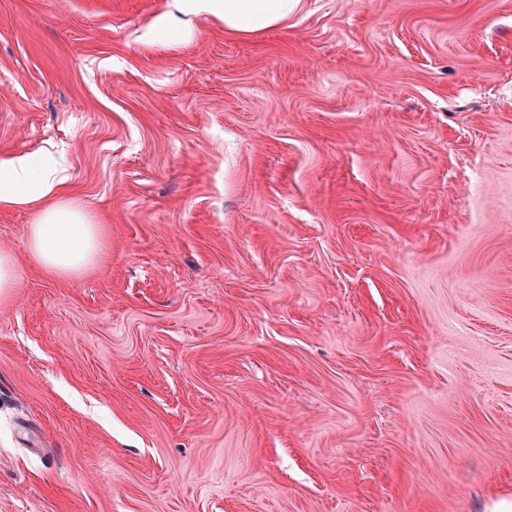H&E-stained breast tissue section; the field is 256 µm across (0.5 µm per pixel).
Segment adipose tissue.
<instances>
[{
    "label": "adipose tissue",
    "instance_id": "adipose-tissue-1",
    "mask_svg": "<svg viewBox=\"0 0 512 512\" xmlns=\"http://www.w3.org/2000/svg\"><path fill=\"white\" fill-rule=\"evenodd\" d=\"M179 12L205 14L225 29L253 34L288 18L300 0H175ZM62 181L53 170L27 157L0 160V203L26 205L50 199L29 228V252L41 269L60 277L93 266L100 253V228L82 212L61 201Z\"/></svg>",
    "mask_w": 512,
    "mask_h": 512
}]
</instances>
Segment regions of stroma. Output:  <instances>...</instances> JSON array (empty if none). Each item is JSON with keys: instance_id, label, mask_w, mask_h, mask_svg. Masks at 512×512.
I'll list each match as a JSON object with an SVG mask.
<instances>
[{"instance_id": "obj_1", "label": "stroma", "mask_w": 512, "mask_h": 512, "mask_svg": "<svg viewBox=\"0 0 512 512\" xmlns=\"http://www.w3.org/2000/svg\"><path fill=\"white\" fill-rule=\"evenodd\" d=\"M173 9L0 0V159L104 240L0 205V512L512 502V0ZM176 10L206 14L224 22V28L242 34L263 31L288 18L300 0H175ZM100 228L64 201L44 208L29 228V252L41 269L60 277L93 266L100 253Z\"/></svg>"}]
</instances>
